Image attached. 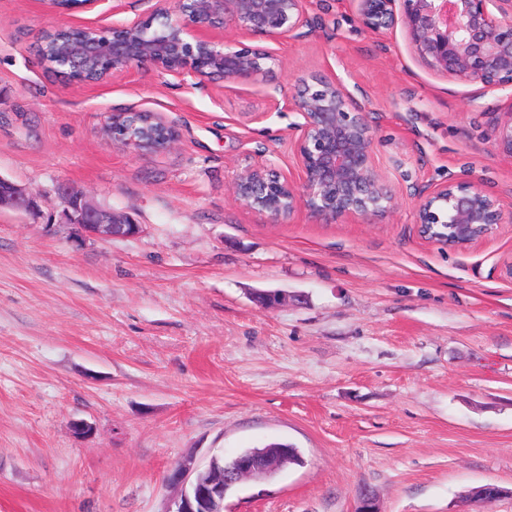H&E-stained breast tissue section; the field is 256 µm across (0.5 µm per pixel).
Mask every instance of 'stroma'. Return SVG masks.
Wrapping results in <instances>:
<instances>
[{"instance_id": "stroma-1", "label": "stroma", "mask_w": 512, "mask_h": 512, "mask_svg": "<svg viewBox=\"0 0 512 512\" xmlns=\"http://www.w3.org/2000/svg\"><path fill=\"white\" fill-rule=\"evenodd\" d=\"M318 26L246 46L271 81L181 84L133 68L96 86L48 72L45 31L108 26L112 4L62 14L0 0V176L32 211L0 210V512H165L166 477L279 442L303 465L250 481L224 512H512V223L463 250L424 239L415 189L473 172L512 207L497 122L512 89L429 69L404 24L371 31L355 0H306ZM336 77L366 105L389 212L271 224L237 200L236 171L297 174L298 76ZM179 132L138 151L103 133L113 113ZM68 183L132 217L138 235L84 239ZM282 293L267 308L259 297ZM93 427L76 435L74 421Z\"/></svg>"}]
</instances>
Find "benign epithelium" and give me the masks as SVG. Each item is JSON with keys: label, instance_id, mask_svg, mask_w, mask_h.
I'll use <instances>...</instances> for the list:
<instances>
[{"label": "benign epithelium", "instance_id": "benign-epithelium-1", "mask_svg": "<svg viewBox=\"0 0 512 512\" xmlns=\"http://www.w3.org/2000/svg\"><path fill=\"white\" fill-rule=\"evenodd\" d=\"M104 0H78L70 7L48 0L58 12L85 11ZM151 17L124 19L109 27L62 28L69 48L59 51L54 72L77 86H94L131 68L156 67L181 81L220 75L224 82L249 85L275 73L276 58L265 50L240 46L263 35L272 40L302 36L311 27L305 0H152ZM362 25L372 31L401 20L419 57L432 70L485 89L512 87V0H356ZM166 18L152 29V18ZM234 35V43L224 34ZM301 136L296 144L298 179L266 163L249 165L232 181L234 196L269 222L281 224L305 210L322 223L369 218L390 211L395 193L379 172L375 134L362 101L331 76L300 77L294 84ZM104 133L141 151H164L179 139L161 118L133 109L112 114ZM499 141L512 154V110L498 124ZM421 236L453 249H465L511 224L512 212L481 187L473 175L416 193ZM68 224L86 237L110 240L139 233L129 217L103 209L74 186L58 189ZM33 210L37 201L0 176V208ZM263 454L243 455L227 471L208 480L194 478L197 466L186 457L170 471L177 490L169 512H216L230 485L274 469Z\"/></svg>", "mask_w": 512, "mask_h": 512}]
</instances>
